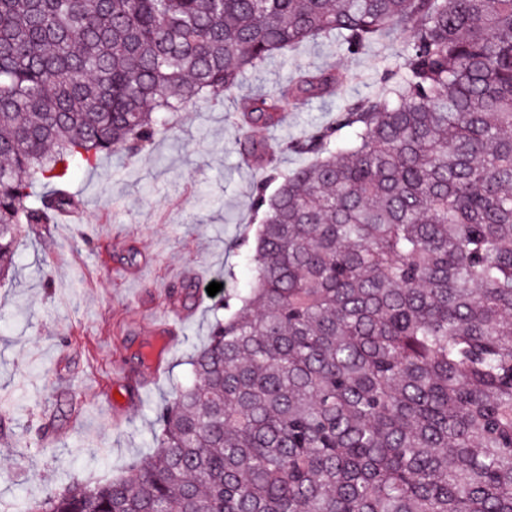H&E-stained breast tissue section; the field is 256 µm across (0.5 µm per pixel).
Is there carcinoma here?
<instances>
[{
    "label": "carcinoma",
    "mask_w": 512,
    "mask_h": 512,
    "mask_svg": "<svg viewBox=\"0 0 512 512\" xmlns=\"http://www.w3.org/2000/svg\"><path fill=\"white\" fill-rule=\"evenodd\" d=\"M394 32L383 91L290 145L311 163L244 142L254 279L153 452L23 512H512V0H0V279L76 169L301 43ZM345 79L238 110L274 127Z\"/></svg>",
    "instance_id": "obj_1"
}]
</instances>
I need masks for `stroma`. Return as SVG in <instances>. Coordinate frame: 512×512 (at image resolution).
I'll use <instances>...</instances> for the list:
<instances>
[{
    "label": "stroma",
    "mask_w": 512,
    "mask_h": 512,
    "mask_svg": "<svg viewBox=\"0 0 512 512\" xmlns=\"http://www.w3.org/2000/svg\"><path fill=\"white\" fill-rule=\"evenodd\" d=\"M401 50L396 33L353 55L332 35L302 43L249 75L233 98L204 97L179 112L139 155L119 152L76 170L79 223L28 226L15 276L0 281V504L112 479L148 454L156 410L190 384L191 356L224 317V302L247 288L241 241L254 234L253 193L264 173L241 161L235 100L276 91L300 68L347 70L339 96L287 106L279 126L251 128L290 171L307 159L286 143L379 94L380 74ZM203 281L222 289L203 298ZM171 306L187 314L179 341L137 394L121 376L147 374L136 355L156 343L155 319Z\"/></svg>",
    "instance_id": "35a3bbf8"
}]
</instances>
